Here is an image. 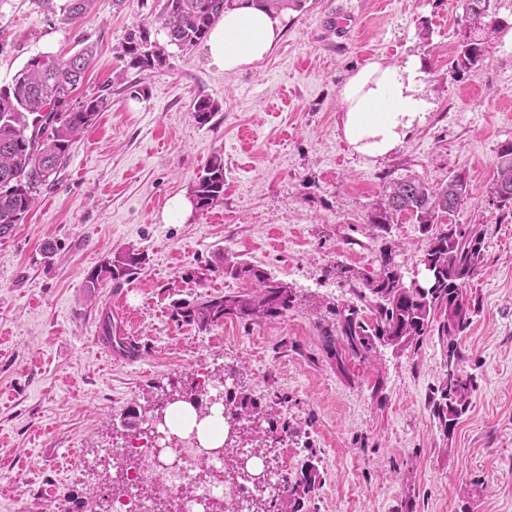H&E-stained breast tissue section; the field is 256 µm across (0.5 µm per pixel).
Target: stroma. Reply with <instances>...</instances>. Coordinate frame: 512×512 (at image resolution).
I'll list each match as a JSON object with an SVG mask.
<instances>
[{"label": "stroma", "mask_w": 512, "mask_h": 512, "mask_svg": "<svg viewBox=\"0 0 512 512\" xmlns=\"http://www.w3.org/2000/svg\"><path fill=\"white\" fill-rule=\"evenodd\" d=\"M64 2L0 0V85L35 54L87 47L94 60L77 97L112 87L58 181L0 238V512H50L53 500L77 504L94 490L111 498L103 454L126 414L154 408L170 383L192 385L200 365L234 369L228 388L274 403L240 444L285 457L293 477L316 473L302 512H512V213L490 203L498 148L512 141V40L495 38L482 66L456 73L461 0H307L283 13L271 53L240 72L161 33L162 65L137 71L120 45L154 20L159 0H93L75 24L63 22ZM410 56L433 104L425 123L386 156L353 152L342 86L372 60ZM201 96L217 106L204 126L191 115ZM217 153L223 205L163 221ZM461 171L469 193L450 220L485 229L467 288L475 313L460 339L478 387L447 435L430 411L448 371L437 334L362 361L332 358L320 330L336 329L347 303L373 319L336 264L369 278L390 246L404 281L422 276L428 236L418 225L402 215L379 234L365 222L385 181L416 174L437 184ZM126 251L141 256L133 273L89 291L87 278ZM228 254L286 281L294 307L205 332L172 322L179 304L246 291L211 271ZM117 301L132 312L126 330L139 351L110 362L93 337Z\"/></svg>", "instance_id": "35a3bbf8"}]
</instances>
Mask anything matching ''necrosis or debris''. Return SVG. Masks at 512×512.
I'll use <instances>...</instances> for the list:
<instances>
[{"mask_svg": "<svg viewBox=\"0 0 512 512\" xmlns=\"http://www.w3.org/2000/svg\"><path fill=\"white\" fill-rule=\"evenodd\" d=\"M111 453L124 464L126 484L113 496L111 512H159L151 493L155 487L168 491L177 512H226L229 501L244 507L280 488L276 472L247 448L239 449L236 463L251 473V480L225 482L223 445L203 440L195 426L176 428L161 421L156 433L131 436Z\"/></svg>", "mask_w": 512, "mask_h": 512, "instance_id": "obj_1", "label": "necrosis or debris"}]
</instances>
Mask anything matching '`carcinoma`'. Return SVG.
<instances>
[{"mask_svg":"<svg viewBox=\"0 0 512 512\" xmlns=\"http://www.w3.org/2000/svg\"><path fill=\"white\" fill-rule=\"evenodd\" d=\"M306 0H162L155 20L160 22L167 44L187 51L203 42L225 12L251 5L274 14L300 12ZM90 0H67L63 21L75 24L86 17ZM465 27L451 62L453 71L472 70L482 65L487 47L506 23L498 17L492 0H462ZM126 66L139 71L152 69L165 60V51L151 39L147 26L129 32L121 45ZM92 61L85 49L67 58L48 52L31 57L0 87V238L24 222L41 190L54 183L67 165L75 142L91 127L98 114L110 105V88L83 99L72 98L82 84ZM217 109L207 97L198 98L192 116L204 126ZM468 177L457 173L442 184L418 175L392 179L367 212L366 223L385 232L394 217L406 214L423 233L431 234L421 264L429 268L431 287L415 288L403 281L393 248L381 252L377 274L365 280L358 296L370 302L373 321L358 318L354 305L337 311L340 340L353 354L366 357L376 346L404 348L437 331L446 343L448 361L456 374L446 375L433 399V414L445 433L452 432L469 408L475 379L464 368L465 356L459 339L470 324L475 306L466 288L483 259L485 233L477 227L461 228L447 222L467 194ZM196 208L208 212L224 203V158L217 154L204 166L194 184ZM492 205L512 210V142L503 143L497 155L492 183ZM141 263L139 254L128 251L109 259L102 272L114 281L129 276ZM212 272L231 275L249 284V291L209 295L180 304L171 320L194 324L201 331L236 320L245 325L277 318L292 309L295 295L287 282L232 254ZM224 410L234 417L254 422L269 418L273 406L247 395L224 394ZM316 492V475L302 473L297 480L284 472L277 494L254 503L257 512H300Z\"/></svg>","mask_w":512,"mask_h":512,"instance_id":"cac0c4a2","label":"carcinoma"}]
</instances>
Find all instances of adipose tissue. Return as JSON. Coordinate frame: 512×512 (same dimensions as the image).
<instances>
[{"label":"adipose tissue","mask_w":512,"mask_h":512,"mask_svg":"<svg viewBox=\"0 0 512 512\" xmlns=\"http://www.w3.org/2000/svg\"><path fill=\"white\" fill-rule=\"evenodd\" d=\"M281 35L279 17L243 7L226 12L215 25L206 52L218 68L236 72L267 56ZM431 107L417 58L398 65L375 60L340 91L342 134L355 151L382 157L405 142Z\"/></svg>","instance_id":"1"}]
</instances>
